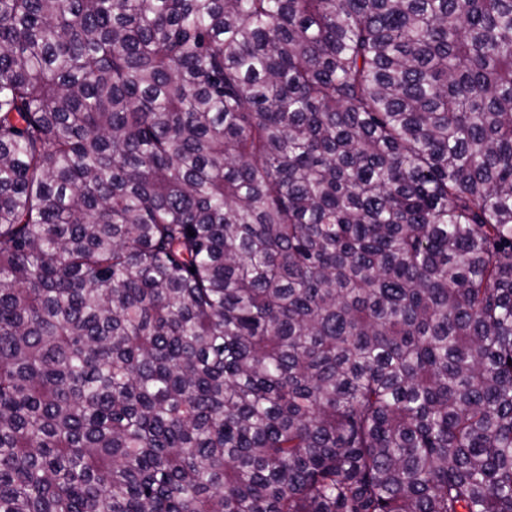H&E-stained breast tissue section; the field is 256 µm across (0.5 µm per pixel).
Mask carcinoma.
Wrapping results in <instances>:
<instances>
[{
    "label": "carcinoma",
    "instance_id": "carcinoma-1",
    "mask_svg": "<svg viewBox=\"0 0 512 512\" xmlns=\"http://www.w3.org/2000/svg\"><path fill=\"white\" fill-rule=\"evenodd\" d=\"M510 359L512 0H0V512H512Z\"/></svg>",
    "mask_w": 512,
    "mask_h": 512
}]
</instances>
